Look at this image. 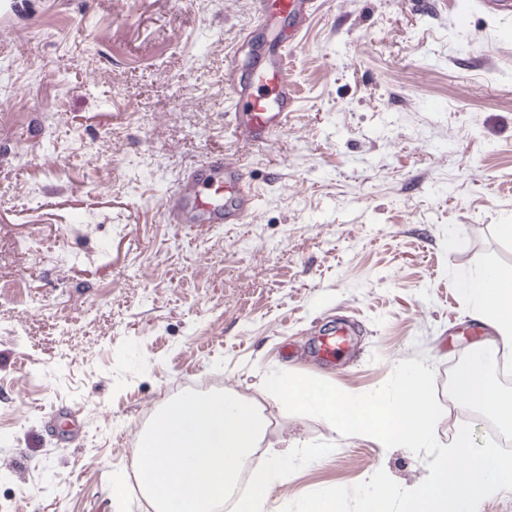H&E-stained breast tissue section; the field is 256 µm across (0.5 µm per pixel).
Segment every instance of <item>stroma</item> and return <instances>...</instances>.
I'll list each match as a JSON object with an SVG mask.
<instances>
[{
	"label": "stroma",
	"mask_w": 512,
	"mask_h": 512,
	"mask_svg": "<svg viewBox=\"0 0 512 512\" xmlns=\"http://www.w3.org/2000/svg\"><path fill=\"white\" fill-rule=\"evenodd\" d=\"M29 2L26 31L0 40V512H153L135 440L189 390L262 412L252 469L290 450L267 512L380 469L406 489L426 478L407 448L287 413L264 389L276 370L361 394L423 360L438 441L467 423L483 445L501 415L450 381L493 335L462 282L512 275V19L475 0H320L290 61L299 105L255 146L224 132L228 61L287 40L288 15ZM218 148L244 160L254 213L168 223L163 197ZM340 323L354 336L321 359Z\"/></svg>",
	"instance_id": "35a3bbf8"
}]
</instances>
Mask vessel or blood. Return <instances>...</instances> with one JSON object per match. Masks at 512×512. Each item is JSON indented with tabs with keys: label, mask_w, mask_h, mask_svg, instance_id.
I'll list each match as a JSON object with an SVG mask.
<instances>
[{
	"label": "vessel or blood",
	"mask_w": 512,
	"mask_h": 512,
	"mask_svg": "<svg viewBox=\"0 0 512 512\" xmlns=\"http://www.w3.org/2000/svg\"><path fill=\"white\" fill-rule=\"evenodd\" d=\"M317 8L318 0H280L279 11L288 14L301 30ZM292 48V43L280 44L254 71L230 72L229 79L237 84L242 98L228 119L229 131L236 139L266 144L287 128L298 103L290 77ZM257 196L243 164L215 150L202 164L185 172L177 189L166 194L163 205L171 224H242L252 213Z\"/></svg>",
	"instance_id": "obj_1"
}]
</instances>
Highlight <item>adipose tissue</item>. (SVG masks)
<instances>
[{"label": "adipose tissue", "mask_w": 512, "mask_h": 512, "mask_svg": "<svg viewBox=\"0 0 512 512\" xmlns=\"http://www.w3.org/2000/svg\"><path fill=\"white\" fill-rule=\"evenodd\" d=\"M463 294L474 304L478 322L495 332L488 344L481 347L468 369L461 374L466 394L482 402L498 414L512 417V397L490 389L483 378L487 361L495 359L500 348H512V279L486 269L468 277ZM288 457L284 452H272L265 471L253 477V492L240 499L238 512H266L267 498L274 483L286 476Z\"/></svg>", "instance_id": "1"}]
</instances>
